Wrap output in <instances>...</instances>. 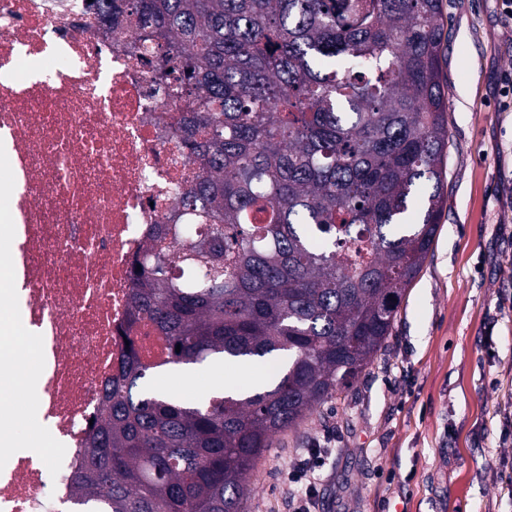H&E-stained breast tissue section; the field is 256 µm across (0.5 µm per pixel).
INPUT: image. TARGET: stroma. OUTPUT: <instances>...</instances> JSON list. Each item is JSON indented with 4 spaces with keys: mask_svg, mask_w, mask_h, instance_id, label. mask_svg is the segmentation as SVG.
Returning <instances> with one entry per match:
<instances>
[{
    "mask_svg": "<svg viewBox=\"0 0 512 512\" xmlns=\"http://www.w3.org/2000/svg\"><path fill=\"white\" fill-rule=\"evenodd\" d=\"M450 40L448 197L432 248L391 336L354 385L274 437L250 474L245 512H288V472L324 453L318 512H512V28L497 0H443ZM252 372L215 360L152 371L150 384L199 402ZM28 402L0 411L16 447L54 445Z\"/></svg>",
    "mask_w": 512,
    "mask_h": 512,
    "instance_id": "1",
    "label": "stroma"
}]
</instances>
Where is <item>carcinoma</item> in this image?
Returning a JSON list of instances; mask_svg holds the SVG:
<instances>
[{"instance_id":"1","label":"carcinoma","mask_w":512,"mask_h":512,"mask_svg":"<svg viewBox=\"0 0 512 512\" xmlns=\"http://www.w3.org/2000/svg\"><path fill=\"white\" fill-rule=\"evenodd\" d=\"M194 95L195 224H154L130 326L169 365L288 367L189 405L128 349L72 480V512H244L273 438L349 389L391 334L446 200L442 0H129Z\"/></svg>"}]
</instances>
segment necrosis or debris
<instances>
[{"label":"necrosis or debris","instance_id":"1","mask_svg":"<svg viewBox=\"0 0 512 512\" xmlns=\"http://www.w3.org/2000/svg\"><path fill=\"white\" fill-rule=\"evenodd\" d=\"M180 51L103 24L95 0H0V69L52 62L0 80V185L16 196L0 312L23 311L40 338L36 415L55 444L45 461L0 453V512H62L127 345L168 358L150 322L130 325L129 296L148 225L183 223L178 194L199 170L179 130L188 103L157 71Z\"/></svg>","mask_w":512,"mask_h":512}]
</instances>
